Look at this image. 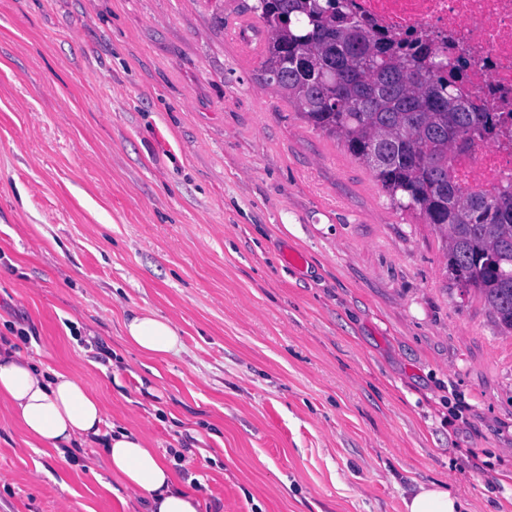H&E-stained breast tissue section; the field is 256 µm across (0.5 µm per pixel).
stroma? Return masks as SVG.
<instances>
[{"instance_id": "1", "label": "stroma", "mask_w": 512, "mask_h": 512, "mask_svg": "<svg viewBox=\"0 0 512 512\" xmlns=\"http://www.w3.org/2000/svg\"><path fill=\"white\" fill-rule=\"evenodd\" d=\"M256 3L0 0V339L160 453L192 440L200 512H404L429 483L512 512V333L268 83ZM135 308L182 349L130 348ZM127 495L0 407V512ZM125 341L141 355L159 358L182 346L180 329L157 312L137 308L128 311L123 322Z\"/></svg>"}]
</instances>
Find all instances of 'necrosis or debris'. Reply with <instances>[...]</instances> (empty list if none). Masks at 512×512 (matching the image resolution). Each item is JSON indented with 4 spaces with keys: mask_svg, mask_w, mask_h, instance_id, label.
Returning <instances> with one entry per match:
<instances>
[{
    "mask_svg": "<svg viewBox=\"0 0 512 512\" xmlns=\"http://www.w3.org/2000/svg\"><path fill=\"white\" fill-rule=\"evenodd\" d=\"M371 35L428 44L447 59L476 111L502 112L496 138L453 154L456 182L470 192L497 188L512 173V0H346Z\"/></svg>",
    "mask_w": 512,
    "mask_h": 512,
    "instance_id": "necrosis-or-debris-1",
    "label": "necrosis or debris"
}]
</instances>
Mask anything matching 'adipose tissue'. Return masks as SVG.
Instances as JSON below:
<instances>
[{"mask_svg": "<svg viewBox=\"0 0 512 512\" xmlns=\"http://www.w3.org/2000/svg\"><path fill=\"white\" fill-rule=\"evenodd\" d=\"M123 334L148 358L182 346L178 326L146 308L129 310ZM0 406L29 442L56 451L87 442L101 448L112 476L130 492L128 512H199L198 498L177 479L175 460L137 432L106 428L103 403L73 372L45 366L17 349L0 350ZM403 503L404 512H470L460 496L434 484L413 488Z\"/></svg>", "mask_w": 512, "mask_h": 512, "instance_id": "adipose-tissue-1", "label": "adipose tissue"}]
</instances>
